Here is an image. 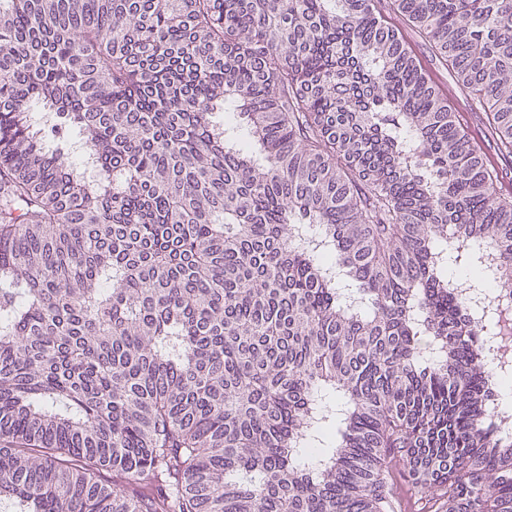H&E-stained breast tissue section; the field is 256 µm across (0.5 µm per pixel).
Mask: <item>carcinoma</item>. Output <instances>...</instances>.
Listing matches in <instances>:
<instances>
[{"label":"carcinoma","instance_id":"1","mask_svg":"<svg viewBox=\"0 0 512 512\" xmlns=\"http://www.w3.org/2000/svg\"><path fill=\"white\" fill-rule=\"evenodd\" d=\"M394 3L512 153V0ZM510 272L375 0H0L13 512H512Z\"/></svg>","mask_w":512,"mask_h":512}]
</instances>
